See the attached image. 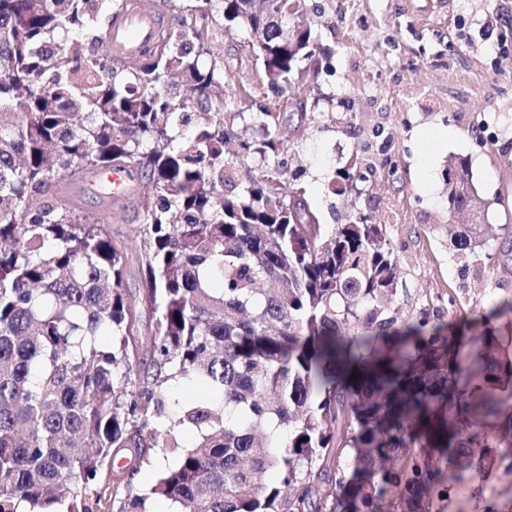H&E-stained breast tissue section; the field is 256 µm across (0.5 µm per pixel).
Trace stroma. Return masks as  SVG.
<instances>
[{
  "mask_svg": "<svg viewBox=\"0 0 512 512\" xmlns=\"http://www.w3.org/2000/svg\"><path fill=\"white\" fill-rule=\"evenodd\" d=\"M493 7V0H304V11L319 21L313 112L327 127L303 137L298 115L280 123L282 159L303 166L311 207L327 224L360 211L386 225L403 272V314L424 311L438 323L512 297V280L461 276L448 226L462 219L449 217L441 180L447 157L467 158L491 203L490 224H512V43H501L489 26ZM209 50L224 69L225 127L261 138L242 118L249 108L242 89L260 67L250 36L215 27ZM359 150L369 167L345 195H331L334 170ZM144 193L131 180L114 196L87 176L65 189L126 243L123 286L135 305L143 272L134 239ZM444 505V512H512V471L472 477L453 487Z\"/></svg>",
  "mask_w": 512,
  "mask_h": 512,
  "instance_id": "1",
  "label": "stroma"
}]
</instances>
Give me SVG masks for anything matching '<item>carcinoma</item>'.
<instances>
[{"label":"carcinoma","mask_w":512,"mask_h":512,"mask_svg":"<svg viewBox=\"0 0 512 512\" xmlns=\"http://www.w3.org/2000/svg\"><path fill=\"white\" fill-rule=\"evenodd\" d=\"M141 5L179 27L122 63L98 46L129 0H0V512H94L108 479L128 491L117 512L151 495L182 512H442L448 484L512 456V299L467 327L462 357L448 327L402 318L385 225L322 223L301 174L269 162L273 108L306 116L292 88L318 73L310 22L277 19L279 0ZM212 22L261 60L263 138L232 153L224 72L201 61ZM102 167L147 179L149 324L123 288L126 246L63 198L62 173ZM442 178L448 213L481 215L451 244L482 275L490 203L466 160ZM176 380L211 398L171 399ZM152 448L176 463L133 494Z\"/></svg>","instance_id":"1"}]
</instances>
